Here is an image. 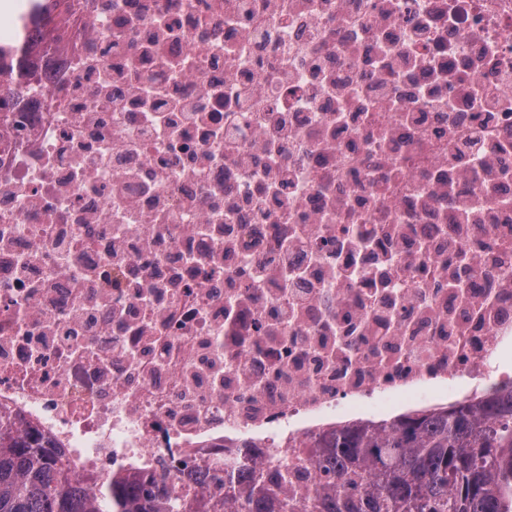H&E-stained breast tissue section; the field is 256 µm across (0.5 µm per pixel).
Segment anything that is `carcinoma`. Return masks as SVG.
Masks as SVG:
<instances>
[{"label":"carcinoma","instance_id":"cac0c4a2","mask_svg":"<svg viewBox=\"0 0 512 512\" xmlns=\"http://www.w3.org/2000/svg\"><path fill=\"white\" fill-rule=\"evenodd\" d=\"M23 66L0 45V103L24 92ZM305 465L224 460L198 512H512V387L376 429L311 439ZM190 494L151 499L114 480L89 495L49 442L0 424V512H185Z\"/></svg>","mask_w":512,"mask_h":512}]
</instances>
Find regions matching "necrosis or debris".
<instances>
[{
	"label": "necrosis or debris",
	"mask_w": 512,
	"mask_h": 512,
	"mask_svg": "<svg viewBox=\"0 0 512 512\" xmlns=\"http://www.w3.org/2000/svg\"><path fill=\"white\" fill-rule=\"evenodd\" d=\"M71 2L0 13V419L168 497L512 385V0ZM23 66L15 61L11 50L0 45V105L17 100L24 92Z\"/></svg>",
	"instance_id": "necrosis-or-debris-1"
}]
</instances>
